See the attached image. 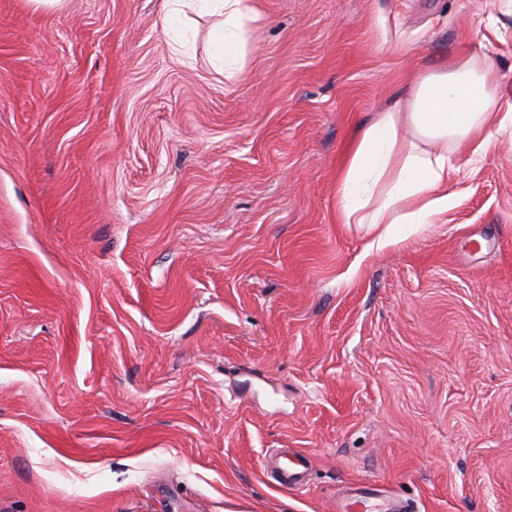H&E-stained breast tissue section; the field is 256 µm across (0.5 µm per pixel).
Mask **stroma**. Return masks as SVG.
<instances>
[{
  "mask_svg": "<svg viewBox=\"0 0 512 512\" xmlns=\"http://www.w3.org/2000/svg\"><path fill=\"white\" fill-rule=\"evenodd\" d=\"M162 6L0 0V512H512V149L442 223L336 221L485 0H259L232 81ZM308 462L302 456L296 455L288 462V467L280 468L273 479L285 488H296L302 484Z\"/></svg>",
  "mask_w": 512,
  "mask_h": 512,
  "instance_id": "35a3bbf8",
  "label": "stroma"
}]
</instances>
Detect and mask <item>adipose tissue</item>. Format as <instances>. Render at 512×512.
I'll return each instance as SVG.
<instances>
[{
  "mask_svg": "<svg viewBox=\"0 0 512 512\" xmlns=\"http://www.w3.org/2000/svg\"><path fill=\"white\" fill-rule=\"evenodd\" d=\"M214 18L209 49L225 79L244 69L247 34L262 13L257 0H166L163 28L176 52L196 18ZM512 133V97L483 52L419 71L406 101L360 129L336 186L342 224L383 227L384 238L438 224L455 204L448 183L455 159L481 161L499 134Z\"/></svg>",
  "mask_w": 512,
  "mask_h": 512,
  "instance_id": "1",
  "label": "adipose tissue"
}]
</instances>
